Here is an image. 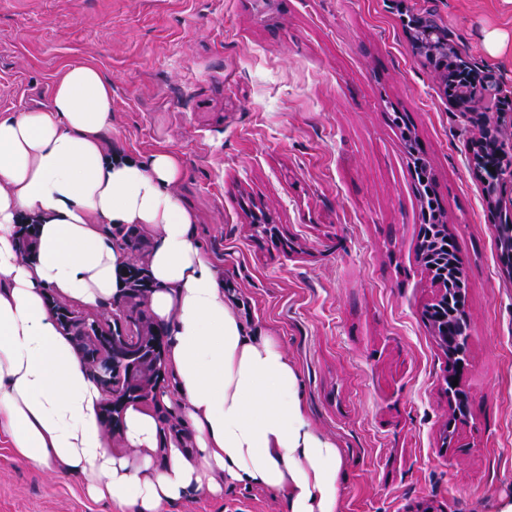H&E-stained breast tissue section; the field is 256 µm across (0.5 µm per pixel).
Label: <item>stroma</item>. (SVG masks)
<instances>
[{"mask_svg":"<svg viewBox=\"0 0 512 512\" xmlns=\"http://www.w3.org/2000/svg\"><path fill=\"white\" fill-rule=\"evenodd\" d=\"M427 10L512 94V0H0V115L47 100L86 62L112 84L105 152L180 158L174 190L227 305L279 338L309 420L346 452L342 512H494L512 496V271L469 149L473 117L410 51L404 19ZM416 151L468 279L464 424L422 318ZM260 211L269 223H253ZM146 409L160 426L153 468L171 443L195 452L181 408ZM0 512L111 508L2 443ZM169 512L284 510L236 484Z\"/></svg>","mask_w":512,"mask_h":512,"instance_id":"obj_1","label":"stroma"}]
</instances>
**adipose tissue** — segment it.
Listing matches in <instances>:
<instances>
[{
    "mask_svg": "<svg viewBox=\"0 0 512 512\" xmlns=\"http://www.w3.org/2000/svg\"><path fill=\"white\" fill-rule=\"evenodd\" d=\"M111 121L112 85L87 64L63 72L49 105L0 116V434L29 465L83 476L112 512H167L191 495L221 497L228 482L279 494L286 512H341L344 451L309 421L279 339L250 331L225 303L173 190L180 158L107 156ZM20 224L37 227L26 260ZM104 224L153 233L149 306L177 376L167 399L185 410L197 446L193 459L170 446L159 470L148 455L159 425L139 408L124 416L139 457L107 448L104 397L45 302L50 289L87 305L118 294L125 255Z\"/></svg>",
    "mask_w": 512,
    "mask_h": 512,
    "instance_id": "ef3b65f1",
    "label": "adipose tissue"
}]
</instances>
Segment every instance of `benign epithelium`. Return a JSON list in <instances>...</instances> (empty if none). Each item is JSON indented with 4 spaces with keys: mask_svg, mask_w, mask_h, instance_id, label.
Returning a JSON list of instances; mask_svg holds the SVG:
<instances>
[{
    "mask_svg": "<svg viewBox=\"0 0 512 512\" xmlns=\"http://www.w3.org/2000/svg\"><path fill=\"white\" fill-rule=\"evenodd\" d=\"M422 41L413 52L429 65H434L436 51L459 54L451 41L448 29L437 19L424 16ZM479 78L477 92L481 98L503 96L502 83L491 69L472 66ZM486 170L483 183L487 199L498 213V241L512 247V207L503 205L502 193L494 192L497 183H512V165L508 175L500 174L502 165L491 162ZM17 245L21 256L35 253L37 237L35 231L27 232L17 226ZM431 272L435 296L432 306L440 310L448 306V271L439 269L436 263L427 264ZM125 287L120 295L112 299V306L122 311L128 306L136 308L135 329L114 331L103 328L95 322L75 316L67 305L51 301L55 320L66 336L78 335V353L83 364L91 373L94 382L105 396L101 408V423L107 434L117 441L123 440L124 413L136 402L158 400L162 396L165 378L166 330L157 322L149 307L151 285L145 279L142 269L128 262L122 269Z\"/></svg>",
    "mask_w": 512,
    "mask_h": 512,
    "instance_id": "benign-epithelium-1",
    "label": "benign epithelium"
}]
</instances>
